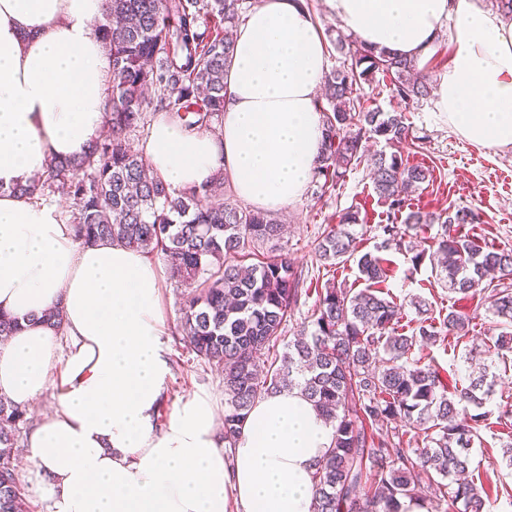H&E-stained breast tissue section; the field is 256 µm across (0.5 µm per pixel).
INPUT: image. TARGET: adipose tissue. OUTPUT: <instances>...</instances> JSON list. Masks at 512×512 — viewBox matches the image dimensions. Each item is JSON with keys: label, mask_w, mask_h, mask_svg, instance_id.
Segmentation results:
<instances>
[{"label": "adipose tissue", "mask_w": 512, "mask_h": 512, "mask_svg": "<svg viewBox=\"0 0 512 512\" xmlns=\"http://www.w3.org/2000/svg\"><path fill=\"white\" fill-rule=\"evenodd\" d=\"M330 2L358 40L418 64L448 40L444 117L471 145L512 148V20L475 0ZM104 7L0 0V314L19 322L0 344V396L27 409L62 388L27 439L36 471L17 481L50 512H310L333 433L313 405L296 390L261 397L229 447L215 399L200 391L156 428L169 371L160 265L109 239L81 243L56 208L12 191L105 131ZM327 57L305 0H259L236 30L220 132L158 117L143 145L151 170L174 192L227 174L263 212L300 202L323 147ZM54 307L61 327L38 322Z\"/></svg>", "instance_id": "adipose-tissue-1"}]
</instances>
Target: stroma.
<instances>
[{"mask_svg":"<svg viewBox=\"0 0 512 512\" xmlns=\"http://www.w3.org/2000/svg\"><path fill=\"white\" fill-rule=\"evenodd\" d=\"M358 93L371 107L404 113L410 134L417 137L418 143L400 145L401 155L409 163L433 169V180L419 197L420 206L436 212L451 204L477 209L482 221L472 225V234L487 246L512 248V149L488 151L460 139L440 114L436 93L404 102L385 80L363 83ZM350 210L366 213V223L356 227L358 245L365 252L374 250L380 243L377 226L384 217V208L377 202L369 171L363 165L346 173L340 189L319 199L306 195L302 201L277 212V219L288 226V255L296 268L307 272L306 288H316L332 277L340 282H355L354 263L321 269L314 255L317 239L327 225L338 223L342 214ZM386 256L391 269L386 286L398 301L406 302L408 318L416 316L410 302L417 297L425 299L437 312L473 309V302L460 299L435 276L430 260L416 265L411 254L395 250L387 251ZM161 290L168 321L162 342L169 367L166 392L157 411V422L163 425L169 419L173 401L179 397L203 390L216 400H223L224 380L220 370L196 358L176 331L186 288L166 275ZM499 332L495 321L484 317L477 320L466 337L437 342L429 347L428 353L441 367L460 369L465 353L483 357L487 345ZM509 406L512 407V378L497 384L493 396L482 407L489 424L480 429V440L471 451V471L476 483L497 485L512 492V470L499 464L503 448L512 444V432L504 431L497 423L500 411Z\"/></svg>","mask_w":512,"mask_h":512,"instance_id":"35a3bbf8","label":"stroma"}]
</instances>
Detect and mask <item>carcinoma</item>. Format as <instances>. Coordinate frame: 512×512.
Segmentation results:
<instances>
[{
	"instance_id": "cac0c4a2",
	"label": "carcinoma",
	"mask_w": 512,
	"mask_h": 512,
	"mask_svg": "<svg viewBox=\"0 0 512 512\" xmlns=\"http://www.w3.org/2000/svg\"><path fill=\"white\" fill-rule=\"evenodd\" d=\"M246 0H108L101 32L113 58L106 112L110 134L78 160L53 162L36 182L16 187L45 202H68L66 217L84 243L119 241L144 253L165 255L171 278L189 289L177 331L196 358L224 375V441L235 442L254 401L281 389L298 388L334 424L332 444L315 464L311 512H407L405 502L433 512L446 501L454 512H483L487 491L468 478L470 448L486 413L490 390L485 374L465 380L430 361L422 350L448 334H469L479 310L512 327V249L479 245L464 233L480 221L466 206L440 213L412 210L411 196L431 178L429 168L411 165L395 152L370 153L367 142L408 140L400 112L364 106L356 87L376 75L390 80L403 101L428 95V79L415 63L359 41L336 40L342 65L325 79L322 107L325 139L315 168L313 195L337 187L349 169L370 168L386 223L382 242L359 252L353 227L357 210L329 225L315 248L316 262L352 261L364 287L329 279L318 289L309 328L285 340L288 322L303 295L302 272L282 244L283 225L270 214L224 202V173L199 191L173 194L129 143L145 128L147 93L156 107L189 129L221 130L224 74L234 52L233 31ZM433 255L449 290L477 300L472 313L451 309L438 320L424 300L419 318L404 323V304L383 291L388 259L382 251L409 249L410 232L433 223ZM256 248L262 260L244 264ZM285 343L283 354L275 352ZM268 352L267 364L259 355ZM512 332H501L485 355L512 371ZM27 412L0 397V512H28L16 480L19 424ZM414 442L416 448L405 447ZM427 480L428 497L417 496Z\"/></svg>"
}]
</instances>
